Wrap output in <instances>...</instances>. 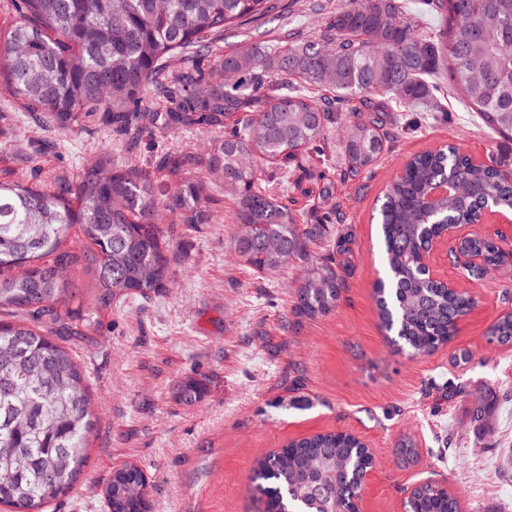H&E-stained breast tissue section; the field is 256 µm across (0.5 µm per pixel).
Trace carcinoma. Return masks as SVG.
<instances>
[{
    "instance_id": "1",
    "label": "carcinoma",
    "mask_w": 512,
    "mask_h": 512,
    "mask_svg": "<svg viewBox=\"0 0 512 512\" xmlns=\"http://www.w3.org/2000/svg\"><path fill=\"white\" fill-rule=\"evenodd\" d=\"M445 21L437 39L406 19L404 0H344L323 18L319 36L283 45L218 51L224 32L265 17L275 0H3L13 14L0 28V75L10 93L48 127L76 133L95 119L127 129L150 87L169 106L163 127L197 125L224 136L207 154L170 155L176 182L157 193L151 176L114 164L106 149L79 172L49 184L0 180V505L9 512H47L69 492L88 461L94 431L86 371L54 340L97 329L112 300L149 298L170 287L166 224H206L218 171L239 200L234 252L250 269L272 273L295 260L309 273L293 313L332 312L345 288L353 239L336 238L313 255L340 212L323 223L300 216L262 190L259 163L295 159L330 125L344 123L345 176L371 170L386 146L392 97L415 112H441L451 91L484 124L512 137V0H422ZM183 55L238 76L218 85L200 66L173 70ZM303 90L280 93L272 73ZM330 90L324 96L318 90ZM356 98L344 117L337 105ZM246 113L241 124L224 119ZM459 187L430 195L438 183ZM512 213V172L478 162L448 144L412 155L389 181L378 210L384 276L375 285L381 329L411 356L451 340L474 305L434 281L422 255L450 224H480L487 213ZM499 233H475L451 247L483 257L491 273L512 262ZM91 277L90 306L73 305L67 270ZM491 339L512 343V315ZM370 467L361 441L327 432L287 442L260 458L250 483L259 512H353L357 483ZM147 480L136 466L117 470L106 489L108 512H150ZM408 512H458L455 495L432 483L406 501Z\"/></svg>"
}]
</instances>
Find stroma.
I'll return each mask as SVG.
<instances>
[{
    "label": "stroma",
    "mask_w": 512,
    "mask_h": 512,
    "mask_svg": "<svg viewBox=\"0 0 512 512\" xmlns=\"http://www.w3.org/2000/svg\"><path fill=\"white\" fill-rule=\"evenodd\" d=\"M280 2L277 12L226 31L221 48L265 47L292 33L318 36L336 6ZM445 106L447 120L425 112L413 128L405 125L408 110L395 113L392 140L359 179L344 176L343 141L334 128L294 161L264 164L267 194L305 223H318L333 204L343 214L333 231L351 233L353 261L330 314L292 313L306 263L256 274L238 261L229 246L239 205L220 189L208 223L171 227L177 251L169 291L113 301L101 331L60 337L87 371L97 425L78 484L51 512H106V489L127 464L146 475L153 512H256L249 482L256 458L328 431L351 433L370 448L365 512H403L407 488L427 481L456 492L466 512H512V344L489 339L490 327L512 311V270L477 282L440 248L435 273L472 291L476 303L448 344L417 358L389 344L374 296L383 274L378 198L411 154L452 143L512 171V139L488 129L456 96ZM162 109L148 92L130 151L124 132L109 125L92 122L76 136L48 130L0 82V177H68L106 146L119 164L148 172L161 192H172L159 160L207 152L221 134L163 128L153 119ZM325 178L336 183L330 201L318 195ZM462 349L472 353L470 363H454ZM193 377L205 392L188 405L179 393ZM450 379L457 395L444 388ZM477 402L487 408V426L472 420ZM404 440L415 445L416 457H400Z\"/></svg>",
    "instance_id": "1"
}]
</instances>
